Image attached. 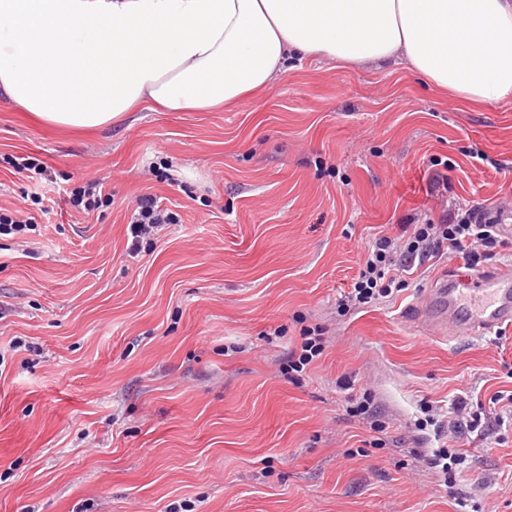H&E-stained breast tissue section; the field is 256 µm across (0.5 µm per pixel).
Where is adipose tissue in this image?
<instances>
[{
	"label": "adipose tissue",
	"mask_w": 512,
	"mask_h": 512,
	"mask_svg": "<svg viewBox=\"0 0 512 512\" xmlns=\"http://www.w3.org/2000/svg\"><path fill=\"white\" fill-rule=\"evenodd\" d=\"M314 56L508 100L512 0H0V103L64 128L233 107Z\"/></svg>",
	"instance_id": "obj_1"
}]
</instances>
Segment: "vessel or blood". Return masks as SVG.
I'll use <instances>...</instances> for the list:
<instances>
[{"instance_id": "b4317fda", "label": "vessel or blood", "mask_w": 512, "mask_h": 512, "mask_svg": "<svg viewBox=\"0 0 512 512\" xmlns=\"http://www.w3.org/2000/svg\"><path fill=\"white\" fill-rule=\"evenodd\" d=\"M413 316L434 335L449 326L459 335L512 326V269L504 267L482 275L465 292L453 281H442L426 302L414 306Z\"/></svg>"}]
</instances>
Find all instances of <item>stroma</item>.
Wrapping results in <instances>:
<instances>
[{
  "label": "stroma",
  "instance_id": "35a3bbf8",
  "mask_svg": "<svg viewBox=\"0 0 512 512\" xmlns=\"http://www.w3.org/2000/svg\"><path fill=\"white\" fill-rule=\"evenodd\" d=\"M23 154L111 205L71 216L53 190L41 214L5 162ZM145 194L181 221L134 253ZM464 201L512 207V100L463 110L403 64L293 60L237 109L91 132L0 105V206L38 225L0 238V512H512V429L429 423L512 391V327L435 337L407 314L512 243L336 308L377 235ZM315 326L322 355L288 378ZM365 396L383 432L349 414ZM442 447L466 458L450 488L427 463Z\"/></svg>",
  "mask_w": 512,
  "mask_h": 512
}]
</instances>
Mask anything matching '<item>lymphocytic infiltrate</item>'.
Wrapping results in <instances>:
<instances>
[{
    "label": "lymphocytic infiltrate",
    "instance_id": "obj_1",
    "mask_svg": "<svg viewBox=\"0 0 512 512\" xmlns=\"http://www.w3.org/2000/svg\"><path fill=\"white\" fill-rule=\"evenodd\" d=\"M178 216L160 208L156 200L140 199L131 216L128 231L133 244L163 224L177 223ZM502 243L497 225L487 221L478 209L455 206L446 223L405 224L398 236L381 235L369 247L354 284L341 293L336 304L339 312L363 308L380 298L401 291L403 274L415 262L435 256L461 257L476 266L490 259L493 249Z\"/></svg>",
    "mask_w": 512,
    "mask_h": 512
}]
</instances>
